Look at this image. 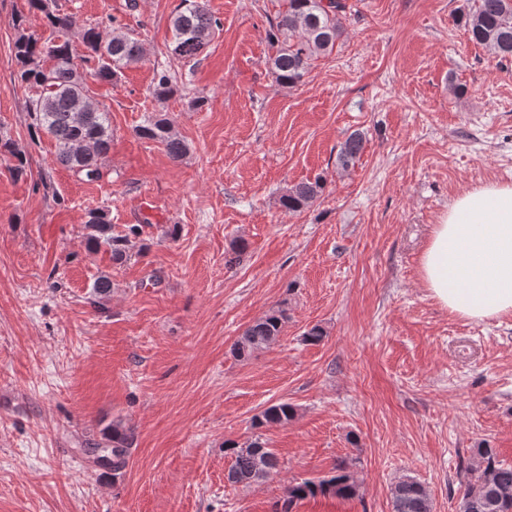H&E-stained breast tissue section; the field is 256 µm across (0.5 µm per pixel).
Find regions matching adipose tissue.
Listing matches in <instances>:
<instances>
[{
	"instance_id": "ef3b65f1",
	"label": "adipose tissue",
	"mask_w": 512,
	"mask_h": 512,
	"mask_svg": "<svg viewBox=\"0 0 512 512\" xmlns=\"http://www.w3.org/2000/svg\"><path fill=\"white\" fill-rule=\"evenodd\" d=\"M433 297L471 320L512 312V184L457 197L419 260Z\"/></svg>"
}]
</instances>
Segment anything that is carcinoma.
I'll return each instance as SVG.
<instances>
[{"mask_svg":"<svg viewBox=\"0 0 512 512\" xmlns=\"http://www.w3.org/2000/svg\"><path fill=\"white\" fill-rule=\"evenodd\" d=\"M285 8L269 20L266 39L273 50L270 72L279 84L293 87L309 73L311 61L329 54L343 34L340 15L346 9L344 0H284ZM28 7L39 12L46 21L49 35L38 37L28 31L27 17L19 13L11 24L16 32L13 43L17 61V80L32 96L28 112L34 120V134H45L56 141L59 161L80 179L98 182L104 177L102 161L112 147V128L106 107L95 101L87 78L115 85L124 69L145 57L142 42L105 22L92 27L81 26L76 17L65 12L59 0H28ZM470 39L483 46L498 61L512 59V0H472L463 15ZM221 20L213 15L202 0H181L170 20L171 47L176 59L185 64H197ZM85 47L82 65L74 62L73 40ZM178 92L168 71L156 72L153 97L160 103ZM137 137L158 141L169 157L181 160L188 151L186 142L173 132L164 114L149 117L135 129ZM363 149V139L353 134L341 144L338 165L346 169L353 165ZM15 159L12 172L17 177L27 175L26 156L9 139L0 138V154ZM325 183L317 177L290 187L281 197L288 211H298L313 204L323 194ZM88 244L96 250L106 245L112 259L126 256L129 235L138 232L129 228L126 235L110 234L111 227L102 209L89 213ZM285 311L272 310L248 326L234 344L237 357L246 360L257 350L268 347L283 330ZM295 408L281 402L265 409L254 427L266 424H286L294 417ZM127 429L112 424L113 474L126 468L129 457ZM233 463L228 469V482L249 486L276 473L280 463L276 453L257 436L239 446L226 445ZM355 459L336 463L332 474L317 480L289 484L280 512H291L293 503L317 496L349 499L358 495ZM468 480L461 485L458 512H512V464L499 460L492 448L477 449L476 461L465 467ZM392 512H432V500L426 488L412 477L398 480L390 490Z\"/></svg>","mask_w":512,"mask_h":512,"instance_id":"obj_1","label":"carcinoma"}]
</instances>
